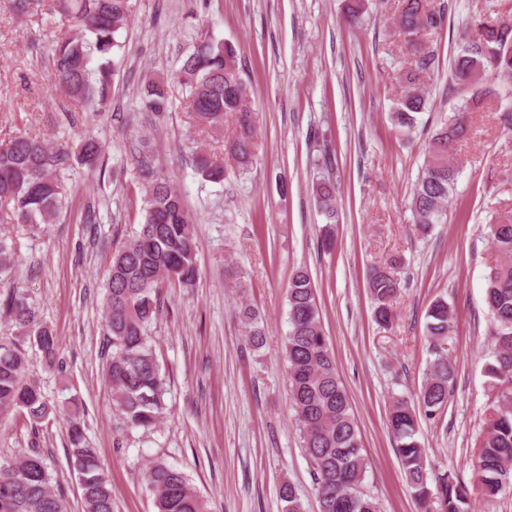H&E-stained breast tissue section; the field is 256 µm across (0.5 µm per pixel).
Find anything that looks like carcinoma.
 Masks as SVG:
<instances>
[{
	"label": "carcinoma",
	"instance_id": "cac0c4a2",
	"mask_svg": "<svg viewBox=\"0 0 512 512\" xmlns=\"http://www.w3.org/2000/svg\"><path fill=\"white\" fill-rule=\"evenodd\" d=\"M399 36L405 61L399 71L402 91L390 112L392 126L410 137L418 115L427 110L425 79L439 70L437 45L424 36L444 28L454 0H399ZM23 16L43 10L60 17L69 32L56 44L52 66L57 90L76 105H107L112 91V54L122 43L118 35L129 26V0H12ZM493 15L474 24V32L457 44L448 61V84L469 97L440 121L424 149L412 192L410 209L416 229L429 233L446 217L447 203L459 169L451 162L458 144L467 138L470 114L488 97H499L493 81L512 77V0H486ZM189 92V108L197 121L215 129L231 120L232 135L224 140V162L206 153L193 160L195 173L207 182L221 183L228 170L244 171L256 157L259 144L254 113L242 78L239 48L232 42L203 37L175 73ZM143 108L157 116L169 111L166 83H144ZM102 143L91 134L80 137L76 153L55 148L38 137L16 135L0 144V203L11 206L14 221L31 227L48 224L64 207L67 188L61 173L71 158L94 170L102 159ZM144 182L143 221L112 251L103 303L105 335L112 353L103 371L112 406L128 428L155 426L164 408L160 363L151 344L150 328L163 308L161 289L175 282L189 288L198 278V239L195 216L185 207L169 177L148 157L140 160ZM336 182L316 180L315 203L327 223L321 246L335 245ZM494 259L485 275V303L494 350L485 365L493 400L487 426L477 442L473 469L483 496L494 500L512 493V211L487 225ZM402 262L393 259L369 269L367 287L375 321L387 325L393 317ZM288 334L285 354L289 368L290 402L312 464L319 512H380L377 499L363 487L366 457L361 431L336 358L323 332L321 314L307 270H296L288 282ZM12 328L33 343L47 362L57 358V338L44 325L23 290L15 287L0 302ZM240 314L249 328V341L258 346L265 333L257 314L246 306ZM451 311L447 300H435L427 311L425 336L434 359L421 389L413 398L395 399L387 416L408 487L420 512H469L468 488L448 472H431L426 451L416 439L418 415L436 419L445 410L454 381V362L448 358ZM81 403L75 398L61 406L50 404L38 383L28 375L20 346L0 337V425L23 416L36 426L50 416L66 422L68 458L82 490L84 512H115L112 486L94 449L88 446L80 421ZM157 512H207L201 496L181 470L157 459L147 471ZM0 512H67L64 499L53 489L41 451L30 449L20 461L0 460Z\"/></svg>",
	"mask_w": 512,
	"mask_h": 512
}]
</instances>
